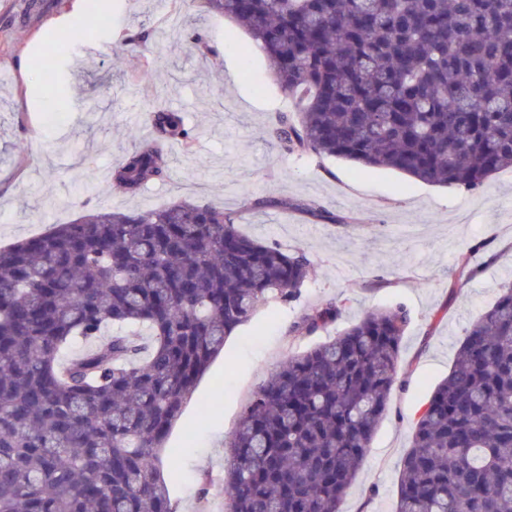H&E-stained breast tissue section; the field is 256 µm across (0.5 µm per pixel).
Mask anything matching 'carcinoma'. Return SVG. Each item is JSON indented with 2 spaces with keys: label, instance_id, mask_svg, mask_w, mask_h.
Listing matches in <instances>:
<instances>
[{
  "label": "carcinoma",
  "instance_id": "carcinoma-1",
  "mask_svg": "<svg viewBox=\"0 0 512 512\" xmlns=\"http://www.w3.org/2000/svg\"><path fill=\"white\" fill-rule=\"evenodd\" d=\"M181 4L243 26L301 98L274 116L284 154L467 191L512 169V0ZM85 34L80 21L50 39ZM147 112L154 138L112 169L129 196L167 174L168 143L195 140L183 113ZM311 272L215 203L89 208L0 248V512H171L182 449L165 442L183 404L226 338ZM344 306L326 300L289 333L315 335ZM408 324L401 305L369 311L267 374L227 444V512H341ZM401 470L396 512H512V284L467 331Z\"/></svg>",
  "mask_w": 512,
  "mask_h": 512
}]
</instances>
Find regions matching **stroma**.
I'll use <instances>...</instances> for the list:
<instances>
[{"instance_id":"obj_1","label":"stroma","mask_w":512,"mask_h":512,"mask_svg":"<svg viewBox=\"0 0 512 512\" xmlns=\"http://www.w3.org/2000/svg\"><path fill=\"white\" fill-rule=\"evenodd\" d=\"M110 25L59 57L47 37L68 25L75 0H0V246L75 220L81 201L145 210L179 201L222 203L238 230L304 252L313 273L299 298L261 308L225 342L171 430L183 449L170 482L173 512H225L224 446L268 371L397 305L410 313L389 411L376 431L342 512H395L401 460L425 404L453 366L471 324L512 283V170L477 191L428 185L387 168L339 157L289 156L270 137L287 107L267 59L250 35L223 16L178 10L174 0H115ZM205 37L214 55L189 40ZM163 73L155 100L183 112L195 131L191 151L172 144L166 177L138 196L112 183V169L134 138H149L144 61ZM59 62L62 93L40 80L39 63ZM278 207L247 208L255 197ZM315 205L323 220L308 213ZM478 273L455 284L462 253ZM344 300L325 333L289 335L304 310Z\"/></svg>"}]
</instances>
